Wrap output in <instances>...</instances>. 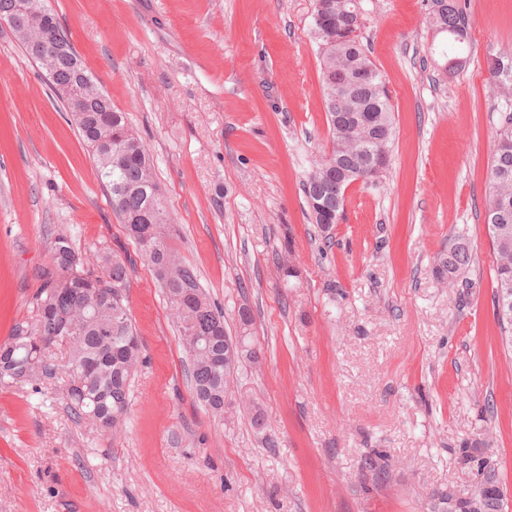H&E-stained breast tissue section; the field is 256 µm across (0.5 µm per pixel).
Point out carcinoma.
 <instances>
[{
	"instance_id": "1",
	"label": "carcinoma",
	"mask_w": 512,
	"mask_h": 512,
	"mask_svg": "<svg viewBox=\"0 0 512 512\" xmlns=\"http://www.w3.org/2000/svg\"><path fill=\"white\" fill-rule=\"evenodd\" d=\"M431 24L448 33V71L465 63L472 22L460 0H432ZM12 20V33L46 72L49 86L65 103L96 162L97 173L120 223L140 258L164 290L189 357L188 378L194 399L211 414L224 417L239 367L261 365V349L233 344L224 312L211 302L198 271L169 244L170 217L144 142L129 127L127 113L114 107L74 49L46 0H0V18ZM362 18L355 0H314L313 26L319 40L322 83L331 149L309 173L303 190L313 223L329 234L344 214L346 197L336 181L351 175L368 179L372 151L390 150L395 126L383 75L361 43ZM490 82L498 97L512 103V49L488 58ZM495 258L496 317L512 346V113L501 115L484 202ZM470 261L468 242L460 238L442 259L448 287L455 286ZM132 261L102 251L87 262L65 234L55 237L50 264L42 269L35 316L18 323L0 355V386L38 382L59 371L70 377L65 399L73 418L116 430L130 404L131 381L142 358V343L128 305ZM67 347L68 358L55 362L53 349ZM491 487L482 512H505L498 472H482ZM430 512H461L465 503L453 491L423 492Z\"/></svg>"
}]
</instances>
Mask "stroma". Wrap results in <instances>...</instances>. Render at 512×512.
I'll return each mask as SVG.
<instances>
[{
    "label": "stroma",
    "mask_w": 512,
    "mask_h": 512,
    "mask_svg": "<svg viewBox=\"0 0 512 512\" xmlns=\"http://www.w3.org/2000/svg\"><path fill=\"white\" fill-rule=\"evenodd\" d=\"M47 3L146 144L174 247L263 361L224 419L194 403L167 298L63 102L0 27V343L32 319L62 233L131 259L144 355L114 432L70 417L64 377L0 387V512H427L417 487L473 486L482 461L512 503V354L483 208L506 110L487 59L512 47V0H464L472 52L453 73L431 0H361L396 137L328 242L303 191L331 146L314 0ZM460 237L471 261L452 285L441 260Z\"/></svg>",
    "instance_id": "1"
}]
</instances>
